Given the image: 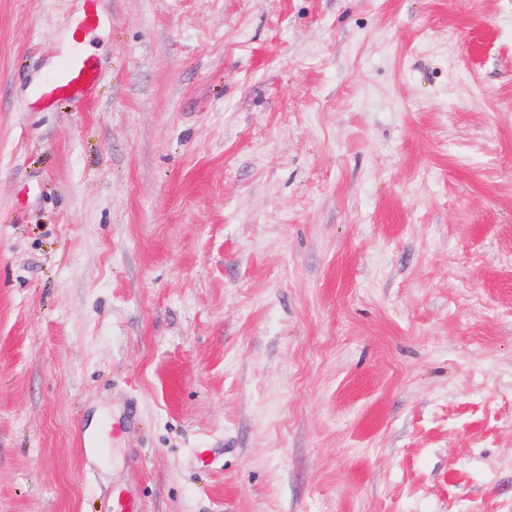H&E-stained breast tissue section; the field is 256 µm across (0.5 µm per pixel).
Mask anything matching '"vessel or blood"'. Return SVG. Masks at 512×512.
<instances>
[{
  "instance_id": "b4317fda",
  "label": "vessel or blood",
  "mask_w": 512,
  "mask_h": 512,
  "mask_svg": "<svg viewBox=\"0 0 512 512\" xmlns=\"http://www.w3.org/2000/svg\"><path fill=\"white\" fill-rule=\"evenodd\" d=\"M99 0H85L82 10L73 18V40L65 49L47 80L34 95L38 105L53 106L62 99L86 101L97 89L100 67L83 49V37L100 22Z\"/></svg>"
}]
</instances>
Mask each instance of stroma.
Wrapping results in <instances>:
<instances>
[{
    "label": "stroma",
    "instance_id": "obj_1",
    "mask_svg": "<svg viewBox=\"0 0 512 512\" xmlns=\"http://www.w3.org/2000/svg\"><path fill=\"white\" fill-rule=\"evenodd\" d=\"M80 9L0 0V512H512V0H100L37 109ZM82 10L73 18V40L66 48L47 80L40 84L34 95L42 107L53 106L61 99L86 101L97 89L100 67L82 47L85 33L100 23L99 0H84Z\"/></svg>",
    "mask_w": 512,
    "mask_h": 512
}]
</instances>
